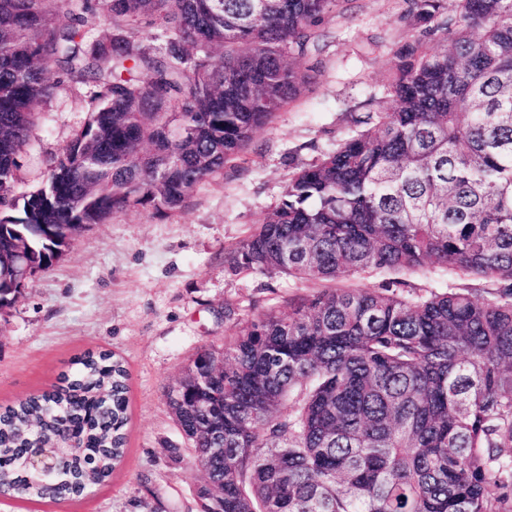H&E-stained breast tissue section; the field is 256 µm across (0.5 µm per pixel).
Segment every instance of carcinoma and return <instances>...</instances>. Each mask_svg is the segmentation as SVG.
I'll use <instances>...</instances> for the list:
<instances>
[{
  "mask_svg": "<svg viewBox=\"0 0 512 512\" xmlns=\"http://www.w3.org/2000/svg\"><path fill=\"white\" fill-rule=\"evenodd\" d=\"M337 2L0 0V310L24 290L12 263L42 271L85 226L177 209L220 174L306 82L297 61ZM408 2L428 27L393 55L392 106L293 175L234 250L261 274L393 278L264 313L196 356L167 397L208 470L200 512L211 483L224 512H512V0ZM58 88L87 89V118L18 194L35 108ZM428 265L502 288L403 295L397 276ZM127 380L89 354L63 390L0 412V487L45 497L25 460L63 425L52 497L105 483Z\"/></svg>",
  "mask_w": 512,
  "mask_h": 512,
  "instance_id": "obj_1",
  "label": "carcinoma"
}]
</instances>
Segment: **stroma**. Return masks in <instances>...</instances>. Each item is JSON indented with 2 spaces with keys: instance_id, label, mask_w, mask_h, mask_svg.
I'll return each mask as SVG.
<instances>
[{
  "instance_id": "35a3bbf8",
  "label": "stroma",
  "mask_w": 512,
  "mask_h": 512,
  "mask_svg": "<svg viewBox=\"0 0 512 512\" xmlns=\"http://www.w3.org/2000/svg\"><path fill=\"white\" fill-rule=\"evenodd\" d=\"M406 0H340L298 62L312 77L239 158L174 211L132 210L76 234L65 254L0 311V407L50 390L88 351L116 353L128 373L121 462L103 486L70 501L0 496V512H199L204 476L167 401L197 353L221 348L242 323L324 290L321 282L237 269L235 248L279 201L292 175L381 111L391 60L416 27ZM85 91L43 103L17 173L40 181L86 119ZM418 292L461 288L494 298L495 280L433 265L409 274Z\"/></svg>"
}]
</instances>
